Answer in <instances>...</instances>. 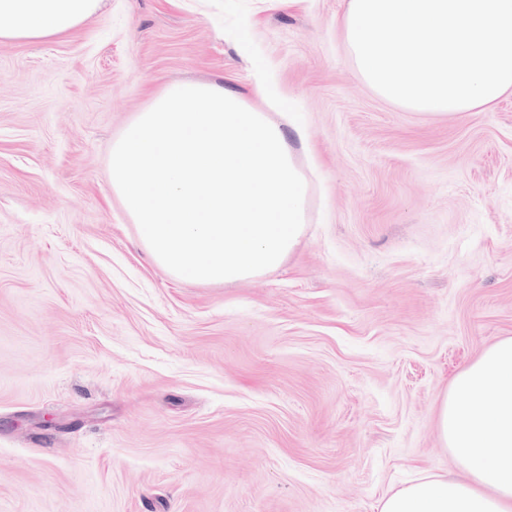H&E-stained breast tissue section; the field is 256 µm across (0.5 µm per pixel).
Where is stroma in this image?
I'll return each instance as SVG.
<instances>
[{
    "label": "stroma",
    "mask_w": 512,
    "mask_h": 512,
    "mask_svg": "<svg viewBox=\"0 0 512 512\" xmlns=\"http://www.w3.org/2000/svg\"><path fill=\"white\" fill-rule=\"evenodd\" d=\"M348 2L247 0L312 187L296 250L230 287L158 265L110 168L171 84L265 109L209 0H103L0 41V512H379L456 475L439 402L512 336V95L382 99Z\"/></svg>",
    "instance_id": "35a3bbf8"
}]
</instances>
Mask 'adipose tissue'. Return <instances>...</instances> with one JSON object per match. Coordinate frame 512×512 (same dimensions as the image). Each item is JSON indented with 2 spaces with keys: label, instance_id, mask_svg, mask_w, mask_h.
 Returning <instances> with one entry per match:
<instances>
[{
  "label": "adipose tissue",
  "instance_id": "obj_1",
  "mask_svg": "<svg viewBox=\"0 0 512 512\" xmlns=\"http://www.w3.org/2000/svg\"><path fill=\"white\" fill-rule=\"evenodd\" d=\"M100 0H0V40L47 41L82 24ZM438 429L459 476L424 477L379 512H512V336L455 375Z\"/></svg>",
  "mask_w": 512,
  "mask_h": 512
}]
</instances>
